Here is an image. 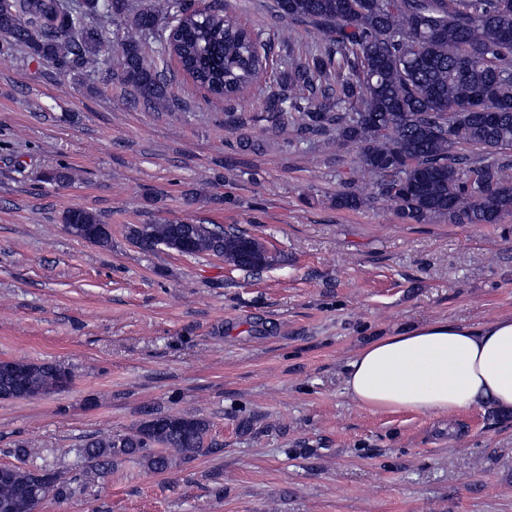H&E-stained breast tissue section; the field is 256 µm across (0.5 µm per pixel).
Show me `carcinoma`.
I'll return each instance as SVG.
<instances>
[{"mask_svg":"<svg viewBox=\"0 0 512 512\" xmlns=\"http://www.w3.org/2000/svg\"><path fill=\"white\" fill-rule=\"evenodd\" d=\"M274 17L322 34L325 44L302 60L281 62L266 97L279 136L353 147L358 167L375 177L374 194L349 186L336 207L357 210L378 196L404 219L445 217L459 224H499L512 215V0H274ZM126 19L123 32L110 29ZM174 57L193 82L229 101L267 69L271 41L224 11L194 0H12L0 9V53L22 47L59 72L109 70L110 43L136 99L158 111L176 105L157 67L144 55L148 39ZM256 121L224 113V127ZM65 229L99 246L111 242L100 219L83 209L63 213ZM140 250L212 255L259 269L272 255L259 239L216 224L134 225ZM71 370L53 363L0 360V399H36L65 389ZM210 422L193 411L151 413L127 433H101L77 450L100 472L119 457H136L154 472L212 452ZM60 475L32 486L29 468L0 472V512H33L68 495Z\"/></svg>","mask_w":512,"mask_h":512,"instance_id":"1","label":"carcinoma"}]
</instances>
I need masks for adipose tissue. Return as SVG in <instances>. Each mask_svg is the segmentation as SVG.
I'll return each mask as SVG.
<instances>
[{
  "label": "adipose tissue",
  "instance_id": "obj_1",
  "mask_svg": "<svg viewBox=\"0 0 512 512\" xmlns=\"http://www.w3.org/2000/svg\"><path fill=\"white\" fill-rule=\"evenodd\" d=\"M360 409L451 415L489 402L512 409V316L416 325L359 349L344 379Z\"/></svg>",
  "mask_w": 512,
  "mask_h": 512
}]
</instances>
